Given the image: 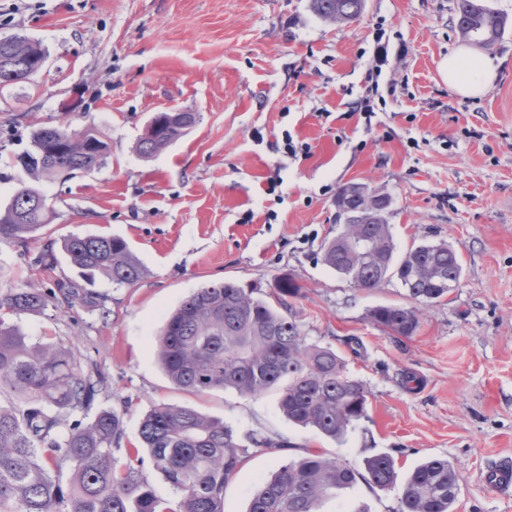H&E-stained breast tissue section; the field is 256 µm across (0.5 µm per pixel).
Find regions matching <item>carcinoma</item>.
Returning a JSON list of instances; mask_svg holds the SVG:
<instances>
[{"instance_id":"1","label":"carcinoma","mask_w":512,"mask_h":512,"mask_svg":"<svg viewBox=\"0 0 512 512\" xmlns=\"http://www.w3.org/2000/svg\"><path fill=\"white\" fill-rule=\"evenodd\" d=\"M322 20L356 21L364 0H311ZM455 25L463 37L493 44L507 18L484 0H455ZM45 51L37 42L0 41V58L28 62ZM194 112H158L138 141L136 152L150 158L186 134ZM107 135L96 127L70 129L63 121L32 132L30 148L16 156L26 175L10 202L0 206V244L26 246L50 223L52 211L43 184L105 162ZM336 206L350 216L326 243L322 262L360 288L394 277L406 289L410 306H377L368 320L391 335L411 337L419 326L418 305L448 295L439 282L457 283L461 255L449 244L420 243L399 257L386 223L383 199L352 185L342 187ZM366 251L352 252V243ZM62 249L72 265L92 277L126 288L145 276V268L124 239L115 235L70 234ZM295 289L278 286L277 305L254 296L232 280L189 295L168 316L158 339L157 357L179 389L204 392L231 388L242 397L268 391L288 422L340 439L367 417L368 392L351 376L345 360L329 347L309 344L291 314ZM108 319L106 299L69 280L42 289L27 283L0 292V512H223L224 487L238 472L242 440L275 452L288 447L279 437L257 431L243 435L190 407L159 406L141 420L140 447L175 499L158 497L142 478L140 456L122 463L115 457L124 437L121 414L101 409L89 415L103 377L93 364L61 345L33 343L13 316L41 313L49 306L75 305ZM363 480L382 490L399 487L400 512H451L460 476L446 459L429 458L402 484L394 459L376 454L359 471L316 451L280 463L251 500L248 512H320L324 499Z\"/></svg>"}]
</instances>
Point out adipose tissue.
<instances>
[{"instance_id":"obj_1","label":"adipose tissue","mask_w":512,"mask_h":512,"mask_svg":"<svg viewBox=\"0 0 512 512\" xmlns=\"http://www.w3.org/2000/svg\"><path fill=\"white\" fill-rule=\"evenodd\" d=\"M499 67L496 60L476 49L465 47L449 56L442 66V76L457 95L475 98L487 91Z\"/></svg>"}]
</instances>
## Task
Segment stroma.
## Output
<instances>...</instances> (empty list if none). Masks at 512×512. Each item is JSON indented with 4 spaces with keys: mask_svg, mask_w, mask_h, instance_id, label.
Instances as JSON below:
<instances>
[{
    "mask_svg": "<svg viewBox=\"0 0 512 512\" xmlns=\"http://www.w3.org/2000/svg\"><path fill=\"white\" fill-rule=\"evenodd\" d=\"M504 34L490 90L462 100L440 64L466 45L454 0H365L357 22L332 25L310 0H0V37L39 42L34 83L0 89V204L22 170L14 154L33 129L71 120L110 137L105 163L45 184L54 213L26 247L0 244V289L59 280L107 296L108 319L83 306L47 308L17 323L34 342L71 348L106 377L95 409L124 415L118 459L138 443L152 408L189 406L238 432L284 438L276 453L249 448L224 489V512H247L264 476L315 450L361 467L386 453L399 476L444 458L460 476L453 512H512V491L484 475L512 460V0H486ZM388 62L376 66L378 42ZM369 100L359 112L356 102ZM196 113L187 133L152 158L135 146L155 113ZM309 144L288 156L284 135ZM359 183L387 193L397 253L447 242L463 272L423 306L408 338L369 322L379 305H406L397 279L353 287L321 261L342 228L336 193ZM124 238L147 270L129 288L81 278L60 252L70 234ZM57 247L52 269L32 260ZM226 280L272 300L297 288L292 313L307 342L345 360L368 392L369 417L341 439L288 423L275 392L254 398L171 384L154 345L166 316L196 289ZM416 384L405 385L403 373ZM399 512L398 490L358 482L321 512Z\"/></svg>",
    "mask_w": 512,
    "mask_h": 512,
    "instance_id": "1",
    "label": "stroma"
}]
</instances>
